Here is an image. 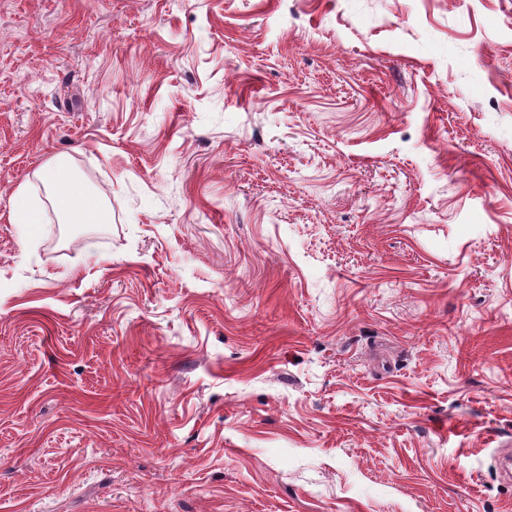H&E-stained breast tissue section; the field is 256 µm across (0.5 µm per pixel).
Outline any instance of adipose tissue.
Segmentation results:
<instances>
[{
    "label": "adipose tissue",
    "instance_id": "obj_1",
    "mask_svg": "<svg viewBox=\"0 0 512 512\" xmlns=\"http://www.w3.org/2000/svg\"><path fill=\"white\" fill-rule=\"evenodd\" d=\"M65 165L64 159L48 160L36 173L47 193V199L66 224H102L106 221L103 206L91 197L79 196L77 202H69L67 195L70 184L60 178Z\"/></svg>",
    "mask_w": 512,
    "mask_h": 512
}]
</instances>
